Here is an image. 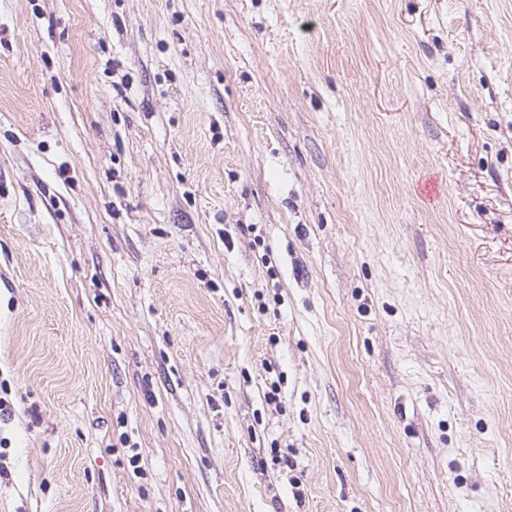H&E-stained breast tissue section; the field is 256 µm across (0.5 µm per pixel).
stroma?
<instances>
[{"label": "stroma", "mask_w": 512, "mask_h": 512, "mask_svg": "<svg viewBox=\"0 0 512 512\" xmlns=\"http://www.w3.org/2000/svg\"><path fill=\"white\" fill-rule=\"evenodd\" d=\"M0 512H512V0H0Z\"/></svg>", "instance_id": "stroma-1"}]
</instances>
